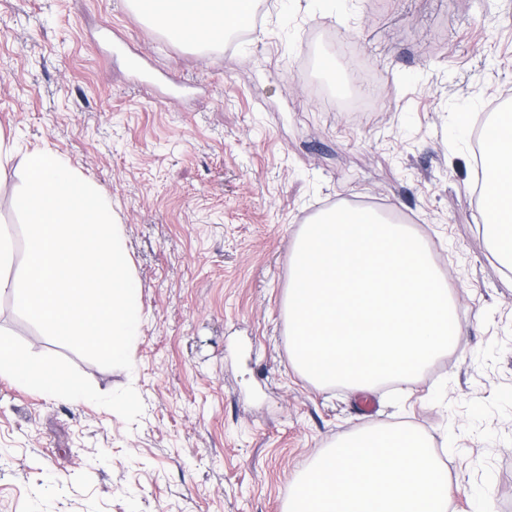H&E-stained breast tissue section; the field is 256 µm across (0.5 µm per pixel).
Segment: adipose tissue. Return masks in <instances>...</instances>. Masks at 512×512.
I'll return each mask as SVG.
<instances>
[{"label":"adipose tissue","instance_id":"obj_1","mask_svg":"<svg viewBox=\"0 0 512 512\" xmlns=\"http://www.w3.org/2000/svg\"><path fill=\"white\" fill-rule=\"evenodd\" d=\"M178 0L176 9L152 12V20L176 40L201 45H220L224 34L251 26L256 0ZM481 157L488 175L484 180L479 206L492 229L497 252L512 260V113L500 114L491 131L482 139ZM0 375L25 387H34L51 396L70 401L86 399L84 386L68 377L50 361L21 357L12 345L0 341Z\"/></svg>","mask_w":512,"mask_h":512}]
</instances>
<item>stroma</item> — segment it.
Segmentation results:
<instances>
[{
    "label": "stroma",
    "mask_w": 512,
    "mask_h": 512,
    "mask_svg": "<svg viewBox=\"0 0 512 512\" xmlns=\"http://www.w3.org/2000/svg\"><path fill=\"white\" fill-rule=\"evenodd\" d=\"M223 46L133 0H0V225L19 275L23 157L107 192L147 321L133 368L43 335L0 294V338L81 381L80 404L0 376V512H285L343 435L409 425L449 512H512V268L472 191L474 125L512 106V0H258ZM371 207L422 239L458 347L417 377L320 388L284 298L303 224Z\"/></svg>",
    "instance_id": "35a3bbf8"
}]
</instances>
